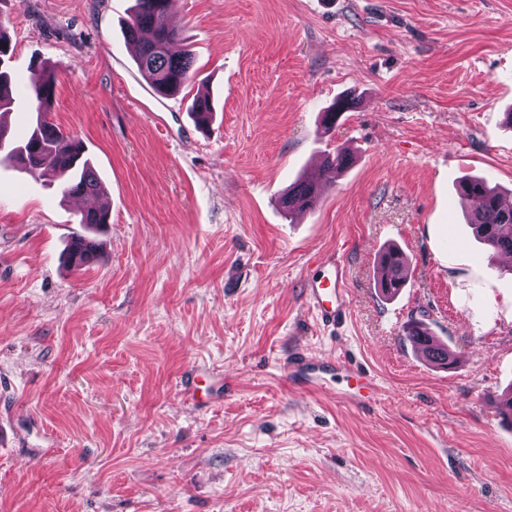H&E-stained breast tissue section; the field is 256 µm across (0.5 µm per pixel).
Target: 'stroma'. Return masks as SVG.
I'll use <instances>...</instances> for the list:
<instances>
[{
    "instance_id": "obj_1",
    "label": "stroma",
    "mask_w": 512,
    "mask_h": 512,
    "mask_svg": "<svg viewBox=\"0 0 512 512\" xmlns=\"http://www.w3.org/2000/svg\"><path fill=\"white\" fill-rule=\"evenodd\" d=\"M133 3L0 0V124L26 135L30 64L53 66L49 117L110 203L99 258L68 268L78 199L0 162V512H512V262L457 193L479 176L512 194V0H173L196 75L170 96L125 39ZM337 149L351 166L286 214ZM392 246L408 280L387 298ZM329 250L348 268L335 330L303 291ZM413 320L453 369L414 351ZM300 353L346 360L374 398L340 372L296 384ZM196 372L202 407L178 387ZM10 48V40L6 30L0 25V112L11 110L15 102L11 88ZM322 185L316 184V191L314 185L307 181H297L288 187V190L281 196V207L288 213L294 215L296 212H301L310 209L314 206L317 200V195H321ZM379 281L381 292L386 297H393L406 282L405 263L401 251L395 247L388 248L379 260ZM404 336L415 347V344L421 341V337H428L434 342V345L428 349V352L423 353V357L442 368H451L454 361L448 348L445 347L435 336H433L428 328L420 321H410L404 329ZM432 343L421 341L419 343L420 349H425L431 346Z\"/></svg>"
}]
</instances>
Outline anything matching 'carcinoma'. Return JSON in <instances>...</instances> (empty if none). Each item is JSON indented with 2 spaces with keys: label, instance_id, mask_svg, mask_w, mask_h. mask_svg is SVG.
<instances>
[{
  "label": "carcinoma",
  "instance_id": "1",
  "mask_svg": "<svg viewBox=\"0 0 512 512\" xmlns=\"http://www.w3.org/2000/svg\"><path fill=\"white\" fill-rule=\"evenodd\" d=\"M169 0H135V8L124 27L128 42L136 46V63L141 74L158 94L176 93L193 75V56L188 50L173 52L172 45L179 41L180 32L169 22ZM10 40L0 24V112L10 110L15 102L12 96L10 71ZM55 69L45 63L31 68L27 92L33 103L35 119L26 136L20 141L7 139L6 129L0 124V152L4 158L19 162L24 169L49 176L57 182L64 197L93 194L102 198L101 208L109 209V202L99 178L83 157L80 140L65 134L48 121L56 88ZM196 121L204 123L212 115L210 96H197L191 107ZM350 164V155L338 149L327 154L323 162V177L333 181ZM459 193L468 203L467 221L476 237L494 255L512 253V208L503 206L501 193L482 178H469L459 186ZM314 185L297 181L281 196V207L290 215L310 209L316 203ZM381 292L393 297L406 282L405 263L401 251L387 249L379 260ZM411 344L427 337L434 345L423 357L438 366L450 368L453 359L445 347L420 321H411L404 329Z\"/></svg>",
  "mask_w": 512,
  "mask_h": 512
}]
</instances>
